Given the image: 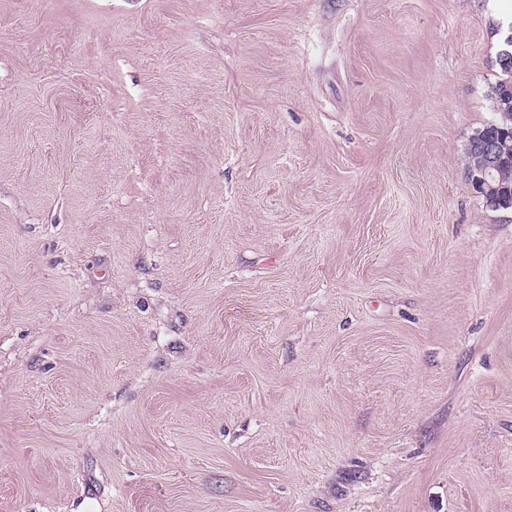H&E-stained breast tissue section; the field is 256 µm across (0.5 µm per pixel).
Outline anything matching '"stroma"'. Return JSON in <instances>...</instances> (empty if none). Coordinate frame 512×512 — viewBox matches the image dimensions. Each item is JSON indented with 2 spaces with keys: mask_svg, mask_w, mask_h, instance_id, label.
<instances>
[{
  "mask_svg": "<svg viewBox=\"0 0 512 512\" xmlns=\"http://www.w3.org/2000/svg\"><path fill=\"white\" fill-rule=\"evenodd\" d=\"M512 0H0V512H512ZM499 69L500 77L494 86H492L491 94L489 95L492 101V112H494L495 118L492 121L486 123L482 128L476 130L478 133H493L495 130L494 126L503 127L504 121H508L506 122L507 126L511 125L510 121L512 120V116L510 113H512V64L502 66L499 65ZM476 137V140L473 138ZM474 144L477 148V152L475 149H468L471 144ZM498 148L500 151V155L504 157L506 160L504 164L500 166V157L495 149V141L484 138L482 135H472L467 144L466 157H467V167L466 170H475L481 157V163L478 165V172L480 176H473V174L469 173V177L472 178V182L475 187H477L480 191L483 190L484 194H487L490 190H495L494 203L495 207L492 206L490 202H487L486 197L479 193L483 200L485 201L487 207L492 210H499L501 208L504 209H512V194L511 191H502L501 187H493L491 185V181H494V184L503 183L512 186V137L510 135H502V137L498 138ZM500 166V169H499ZM498 172L495 175V172Z\"/></svg>",
  "mask_w": 512,
  "mask_h": 512,
  "instance_id": "35a3bbf8",
  "label": "stroma"
}]
</instances>
